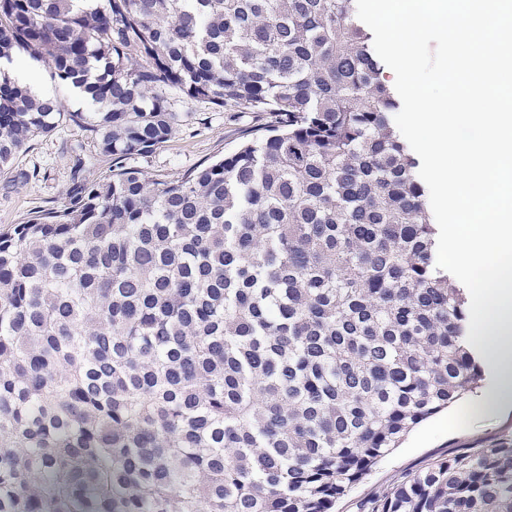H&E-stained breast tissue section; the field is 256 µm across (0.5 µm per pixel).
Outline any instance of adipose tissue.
<instances>
[{
	"instance_id": "obj_1",
	"label": "adipose tissue",
	"mask_w": 512,
	"mask_h": 512,
	"mask_svg": "<svg viewBox=\"0 0 512 512\" xmlns=\"http://www.w3.org/2000/svg\"><path fill=\"white\" fill-rule=\"evenodd\" d=\"M512 0H465L462 10L437 0L386 28L405 74L414 48L431 27L448 46V95L413 92L412 130L433 160L448 210V262L471 285L475 340L495 368L496 386L477 413L512 409V91L487 94L490 63L483 47L508 36L500 18Z\"/></svg>"
}]
</instances>
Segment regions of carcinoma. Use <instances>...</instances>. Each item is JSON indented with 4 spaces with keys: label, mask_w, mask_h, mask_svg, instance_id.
<instances>
[{
    "label": "carcinoma",
    "mask_w": 512,
    "mask_h": 512,
    "mask_svg": "<svg viewBox=\"0 0 512 512\" xmlns=\"http://www.w3.org/2000/svg\"><path fill=\"white\" fill-rule=\"evenodd\" d=\"M86 112L0 80V172L87 125L112 174L0 231V512H332L476 393L465 288L437 266L401 99L355 0H0ZM269 112L173 180L168 92ZM374 512H512V443Z\"/></svg>",
    "instance_id": "carcinoma-1"
}]
</instances>
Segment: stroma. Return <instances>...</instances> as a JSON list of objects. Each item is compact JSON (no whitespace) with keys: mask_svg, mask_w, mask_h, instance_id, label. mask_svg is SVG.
<instances>
[{"mask_svg":"<svg viewBox=\"0 0 512 512\" xmlns=\"http://www.w3.org/2000/svg\"><path fill=\"white\" fill-rule=\"evenodd\" d=\"M356 4L373 33L379 52L388 62L384 70L386 82L402 88L404 77L382 35L383 27L402 9V0H356ZM414 54L417 59L414 77L421 89L439 97L446 96L447 45L430 32L416 45ZM13 65L32 68L42 92L58 97L66 110H83L84 104L75 97L73 90L52 79L48 62L23 53L14 59ZM172 104L180 115L175 133L147 156L128 161L129 166L140 168L157 179L180 177L191 168L230 154L251 137L253 130L271 125L273 121L265 112H244L237 108L219 110L181 98L173 99ZM409 112V105H402L393 120L403 137L410 141L419 160L417 175L428 189L433 220L435 224H444L448 214L429 160L411 131ZM110 171L111 162L100 153L94 134L78 123L60 124L51 133L31 141L12 167L0 173V228L22 223L32 212L61 205L74 176L101 179ZM503 441L512 442V414L476 415L466 403L449 408L415 427L400 448L378 463L337 502L335 512H371L384 492L449 451Z\"/></svg>","mask_w":512,"mask_h":512,"instance_id":"1","label":"stroma"}]
</instances>
